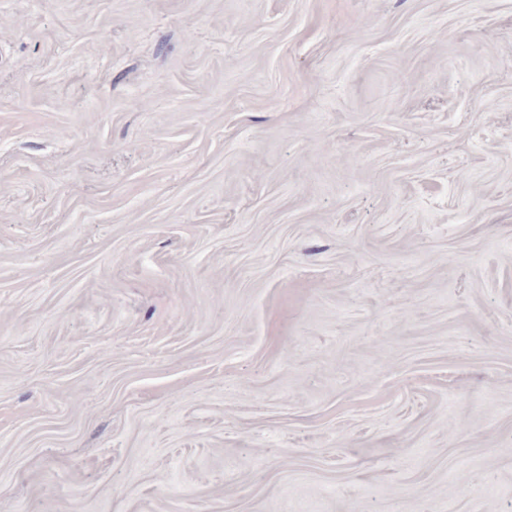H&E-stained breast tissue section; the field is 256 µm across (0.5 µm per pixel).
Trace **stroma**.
Instances as JSON below:
<instances>
[{"label":"stroma","instance_id":"stroma-1","mask_svg":"<svg viewBox=\"0 0 512 512\" xmlns=\"http://www.w3.org/2000/svg\"><path fill=\"white\" fill-rule=\"evenodd\" d=\"M0 512H512V0H0Z\"/></svg>","mask_w":512,"mask_h":512}]
</instances>
